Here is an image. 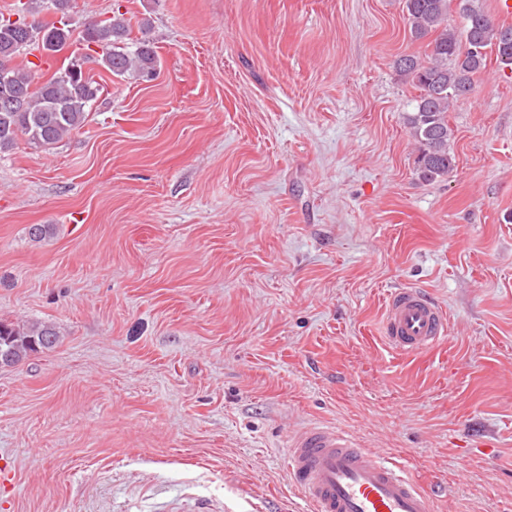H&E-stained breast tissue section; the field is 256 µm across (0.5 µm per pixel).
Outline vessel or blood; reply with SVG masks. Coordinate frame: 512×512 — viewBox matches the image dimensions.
Returning <instances> with one entry per match:
<instances>
[{"mask_svg":"<svg viewBox=\"0 0 512 512\" xmlns=\"http://www.w3.org/2000/svg\"><path fill=\"white\" fill-rule=\"evenodd\" d=\"M448 321L424 289L397 288L387 298L383 338L399 354L429 350ZM288 468L311 512H433L434 495L353 434L312 423L288 437Z\"/></svg>","mask_w":512,"mask_h":512,"instance_id":"obj_1","label":"vessel or blood"}]
</instances>
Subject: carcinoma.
I'll use <instances>...</instances> for the list:
<instances>
[{"instance_id": "cac0c4a2", "label": "carcinoma", "mask_w": 512, "mask_h": 512, "mask_svg": "<svg viewBox=\"0 0 512 512\" xmlns=\"http://www.w3.org/2000/svg\"><path fill=\"white\" fill-rule=\"evenodd\" d=\"M43 2L26 0L16 20L0 18V152L13 148L20 135L46 147L83 125L101 85L84 72L82 63H94L119 77L132 71L148 77L156 70L153 46L147 40L128 44L130 30L123 19L94 20L76 37L70 23L73 0H50L60 15L51 24L35 18ZM404 3L412 37L433 36L427 61L401 56L396 68L420 91L404 121L418 145L419 175L435 181L448 176L455 163L450 107L472 91L474 76L487 65L488 52L495 53L501 69L512 70V25L494 23L478 0H458L461 29L448 24L450 0ZM74 43L84 50L81 59L40 84L34 83L29 70L15 64L20 51L31 45L48 54ZM57 342L58 334L49 325L0 322V354L9 355L14 364Z\"/></svg>"}]
</instances>
